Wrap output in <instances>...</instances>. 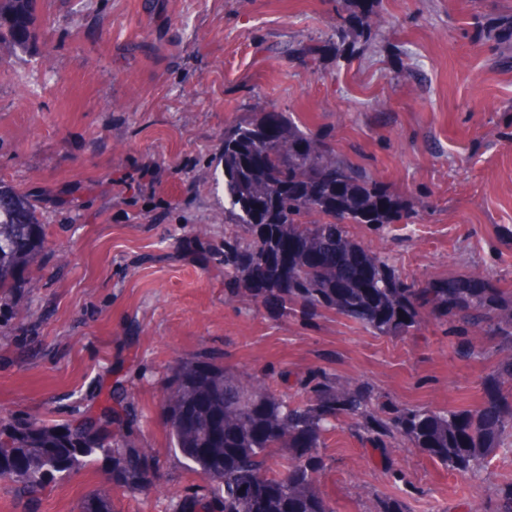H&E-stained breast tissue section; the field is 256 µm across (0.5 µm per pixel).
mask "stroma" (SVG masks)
<instances>
[{
	"label": "stroma",
	"mask_w": 512,
	"mask_h": 512,
	"mask_svg": "<svg viewBox=\"0 0 512 512\" xmlns=\"http://www.w3.org/2000/svg\"><path fill=\"white\" fill-rule=\"evenodd\" d=\"M354 0H36L26 45L0 37V184L32 196L43 244L18 288L0 289V413L76 425L125 394L123 432L152 448L155 492H127L112 462L63 473L33 501L0 480V512H174L208 482L169 448L166 376L209 354L280 393L315 370L401 406L479 400L498 357L463 355L445 323L376 334L329 311L308 321L231 294L224 185L210 164L225 126L285 112L332 135L337 154L426 209L413 224L350 234L416 280L493 273L512 290V68L488 37L512 0H376L373 29L336 23ZM316 43L312 58L294 54ZM320 490L335 512L371 493L408 512H493L512 447L482 489L415 448L389 460L339 426Z\"/></svg>",
	"instance_id": "35a3bbf8"
}]
</instances>
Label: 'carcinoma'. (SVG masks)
Here are the masks:
<instances>
[{
    "mask_svg": "<svg viewBox=\"0 0 512 512\" xmlns=\"http://www.w3.org/2000/svg\"><path fill=\"white\" fill-rule=\"evenodd\" d=\"M35 0H0V19L19 44L31 38ZM224 284L256 305L308 318L326 310L378 334L411 333L425 317L449 324L464 351L471 337L494 344L499 360L485 376L483 397L461 410L389 407L366 386L320 372L287 395L260 393L211 358L177 365L166 390L170 449L208 480L206 493L185 498L178 512H333L319 489L324 435L336 423L355 427L385 458L416 448L431 460L479 480L489 454L512 445V292L493 275L417 284L389 260L349 235L348 225L382 228L415 221L420 210L367 169L336 157L328 134L295 125L281 112H259L224 130ZM42 242L33 200L0 189V288H15ZM112 414L57 429L34 420L0 430V478L33 501L64 472L104 456L113 480L148 493L151 459L111 436L120 425L124 391ZM281 450L279 456L270 449ZM82 512H114L95 495ZM375 512H405L404 502L375 494ZM494 512H512V483L495 493Z\"/></svg>",
    "mask_w": 512,
    "mask_h": 512,
    "instance_id": "obj_1",
    "label": "carcinoma"
}]
</instances>
